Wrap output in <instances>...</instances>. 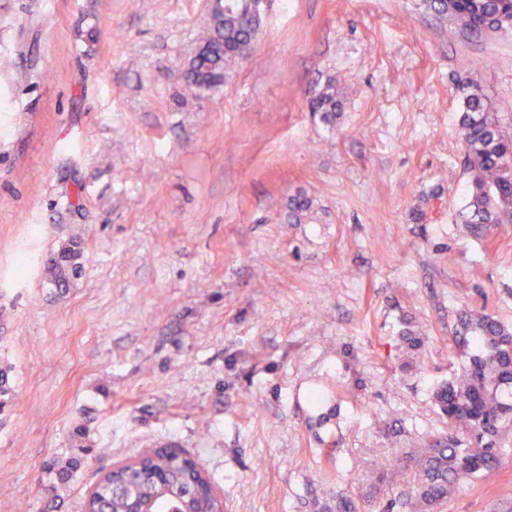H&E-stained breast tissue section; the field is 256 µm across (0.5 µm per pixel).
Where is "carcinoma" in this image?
<instances>
[{
	"instance_id": "carcinoma-1",
	"label": "carcinoma",
	"mask_w": 512,
	"mask_h": 512,
	"mask_svg": "<svg viewBox=\"0 0 512 512\" xmlns=\"http://www.w3.org/2000/svg\"><path fill=\"white\" fill-rule=\"evenodd\" d=\"M426 11L448 23L449 33L466 39L512 31V0H423ZM261 19L248 16L243 4L222 10L214 5L210 23L190 58L191 76L186 87L198 94L224 84L238 63L252 50ZM463 98L459 125L467 175L464 223L488 234L500 224H512V119L493 111L487 97L472 78L460 80ZM341 100L331 83L312 100L313 111L331 124ZM312 200L302 192L288 199V223L308 218ZM409 359L405 369L420 367L421 334L411 327L401 333ZM452 341L466 364L447 383L433 391V400L448 419V436L434 439L425 448L412 449V490L401 502L407 512H437L458 482L467 477L492 479L502 466L496 448L500 429L512 422V328L489 314H458ZM82 465L79 455L54 464L58 483H68ZM193 497L195 512H209L212 499L205 486L207 474L189 471L174 458L160 463ZM148 496L153 489L150 474L130 468L107 471L98 480L88 503L90 512H124L129 488Z\"/></svg>"
}]
</instances>
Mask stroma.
Segmentation results:
<instances>
[{
	"instance_id": "obj_1",
	"label": "stroma",
	"mask_w": 512,
	"mask_h": 512,
	"mask_svg": "<svg viewBox=\"0 0 512 512\" xmlns=\"http://www.w3.org/2000/svg\"><path fill=\"white\" fill-rule=\"evenodd\" d=\"M209 0H0V512H55L144 450L192 457L224 512H386L447 435L460 311L512 327V224L458 216L460 78L512 116V33L449 38L420 0H262L248 59L185 95ZM335 82L333 124L311 99ZM304 191L309 224L286 220ZM34 263L17 272L20 251ZM425 338L403 371L405 321ZM496 478L439 512L512 505ZM399 476L373 492V466Z\"/></svg>"
}]
</instances>
